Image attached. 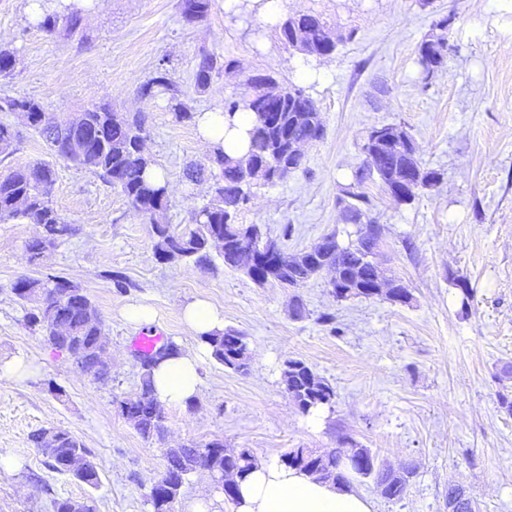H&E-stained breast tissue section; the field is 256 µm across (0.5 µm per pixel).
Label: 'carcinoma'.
Listing matches in <instances>:
<instances>
[{
	"label": "carcinoma",
	"instance_id": "cac0c4a2",
	"mask_svg": "<svg viewBox=\"0 0 512 512\" xmlns=\"http://www.w3.org/2000/svg\"><path fill=\"white\" fill-rule=\"evenodd\" d=\"M214 0H178V8L189 24L205 20ZM452 17H441L433 24V32L418 47V62L425 77L443 70L448 54V27ZM37 26L47 33L63 29L67 35L83 36V16L74 10L63 14L49 12ZM280 41L306 57L321 58L328 48H336L326 32L325 23L316 15L289 16L280 24ZM239 68L234 58L203 50L197 56L194 71L195 86L205 89L213 77ZM249 92L224 103V114L233 119L239 112L252 116L248 131L247 152L231 157L223 149L214 148L209 156L189 164L184 170L186 180L212 182V193L200 207L194 209L191 223L185 228L161 223L156 216L168 206L165 187L151 181L147 169L153 166L144 154L147 137L145 117L141 114L115 112L109 104H93L73 112L54 123H45L42 106L27 97L0 98V112H13L19 106L28 109L27 123L47 143L52 154L63 161L90 171L118 189L129 204L150 220L154 254L159 261L180 258L201 269L214 266L212 252H217L224 267L240 271L257 286L277 284L283 288H298L326 268L341 276L332 293L338 300L354 297H382L392 303L406 304L411 293L394 277L384 279L385 288H376L380 269L371 260L379 241V228L367 220L370 196L363 191L365 184L377 183L386 190L398 184L409 170L417 172L419 187H433L441 174L425 168L416 155L413 139L402 127L390 125L391 136L382 142H372L366 134L362 145L364 155H375L374 161L363 160L353 175V182L342 190L351 223L358 225L357 238L340 243L336 235H326L309 249L290 254L283 248L269 251L267 246L278 240L262 231L258 224H241L238 215L247 205L254 188V179L262 177L273 185L280 179L270 176L279 167L295 173L304 165L302 152L289 151L300 147L324 132L321 112L312 97L303 89L280 81L271 75L259 78ZM143 98L168 96L170 111L176 122L194 121L195 112L182 99L178 85L165 70L139 87ZM16 139L12 125L0 120V154H10ZM56 182V170L48 162L36 161L16 166L0 173V221L26 220L43 228L41 237L28 244L31 260L47 249L76 234L74 225L67 223L51 204ZM12 293L32 307L26 313L27 322L42 332L52 346L64 349L75 358L81 371L89 376H101L102 354L99 313L84 291L67 283L62 276H25L18 279ZM212 359L235 372L249 368L250 348L247 336L234 328L215 331L204 337ZM179 350L170 341L163 352L143 356L142 380L139 391L119 401L123 415L133 423L145 439L164 434L165 414L153 396L151 370L156 363ZM285 391L303 413L330 406L335 390L326 379L304 361L289 359L282 371ZM30 442L47 459L48 466L61 474H69L91 487L99 484L96 464L83 444L61 428H41L30 435ZM164 475L185 476L198 469L217 471L233 478L243 477L256 457L250 448L228 450L224 442L213 440L202 444L190 441L164 453ZM281 462L304 470L323 480L348 482L349 475L371 478L388 500H399L406 491L414 471L394 470L379 464L373 451L355 441L338 451L320 454L307 448H292L281 455ZM53 512H95L90 498L57 499Z\"/></svg>",
	"mask_w": 512,
	"mask_h": 512
}]
</instances>
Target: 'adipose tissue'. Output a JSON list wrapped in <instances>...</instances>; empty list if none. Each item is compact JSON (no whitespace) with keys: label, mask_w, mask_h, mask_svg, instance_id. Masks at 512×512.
I'll return each mask as SVG.
<instances>
[{"label":"adipose tissue","mask_w":512,"mask_h":512,"mask_svg":"<svg viewBox=\"0 0 512 512\" xmlns=\"http://www.w3.org/2000/svg\"><path fill=\"white\" fill-rule=\"evenodd\" d=\"M196 128L209 147L244 154L248 146L249 113L227 120L223 111L197 113ZM209 347L201 343L192 352L179 351L157 363L152 370L156 399L168 406L184 405L199 391V369ZM232 512H372L371 500L350 485L317 479L278 460L257 463L238 481Z\"/></svg>","instance_id":"1"}]
</instances>
